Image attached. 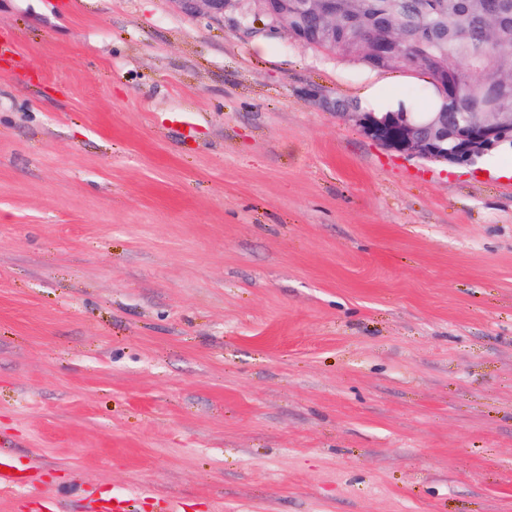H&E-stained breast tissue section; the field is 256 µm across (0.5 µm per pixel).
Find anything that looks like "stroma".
Wrapping results in <instances>:
<instances>
[{"label":"stroma","mask_w":512,"mask_h":512,"mask_svg":"<svg viewBox=\"0 0 512 512\" xmlns=\"http://www.w3.org/2000/svg\"><path fill=\"white\" fill-rule=\"evenodd\" d=\"M380 82L427 108L240 9L0 0V512H512V148L392 151L334 111ZM2 466L10 468L11 472H0L1 490L15 488L32 482L34 475L38 470L30 463H23L0 454V469H2ZM13 470L19 471V474H14Z\"/></svg>","instance_id":"obj_1"}]
</instances>
